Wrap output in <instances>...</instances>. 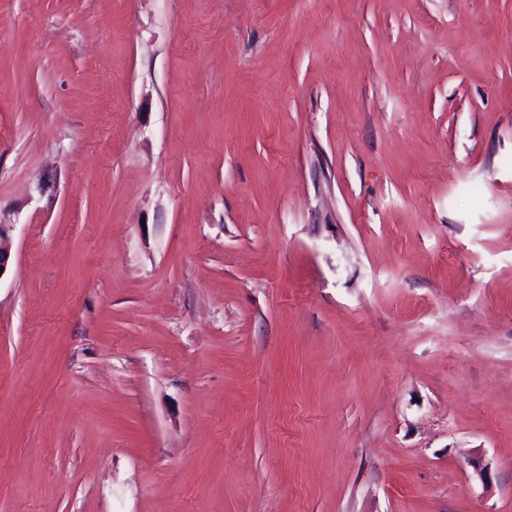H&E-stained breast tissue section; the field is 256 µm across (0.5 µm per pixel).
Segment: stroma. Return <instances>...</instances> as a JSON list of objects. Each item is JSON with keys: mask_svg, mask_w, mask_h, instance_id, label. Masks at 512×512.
Wrapping results in <instances>:
<instances>
[{"mask_svg": "<svg viewBox=\"0 0 512 512\" xmlns=\"http://www.w3.org/2000/svg\"><path fill=\"white\" fill-rule=\"evenodd\" d=\"M0 512H512V0H0Z\"/></svg>", "mask_w": 512, "mask_h": 512, "instance_id": "obj_1", "label": "stroma"}]
</instances>
